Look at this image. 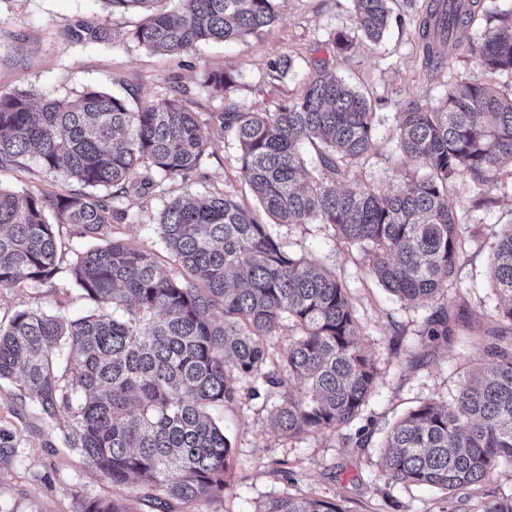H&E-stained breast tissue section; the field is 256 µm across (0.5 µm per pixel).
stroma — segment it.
<instances>
[{
	"mask_svg": "<svg viewBox=\"0 0 512 512\" xmlns=\"http://www.w3.org/2000/svg\"><path fill=\"white\" fill-rule=\"evenodd\" d=\"M426 0H396L389 30L376 44L340 54L329 45L336 32H352L350 0H285L283 20L262 38L231 43H200L177 57L155 54L129 33L141 16L112 15L102 0H0V91L34 90L37 99L76 98L96 87L137 107L160 97L170 82L190 89L188 106L201 117L224 109V100L203 84L207 70L233 74L231 96L247 110L271 108L298 93L313 57L329 59L336 75L363 93L376 118L374 145L349 182L383 192L413 171L398 148L397 113L404 102L435 103L448 87L477 81L512 93V77L487 70L457 44L445 48L448 65L433 74L423 66L418 34ZM106 22L110 41L77 44L66 36L74 21ZM290 57L284 75L271 67ZM0 188L47 194L68 190L62 179L45 172L37 155L21 166L0 169ZM230 192L244 201L252 195L240 170L239 149L232 137L215 138L192 180H162L155 194L120 201L130 221L112 227L113 237L130 245L163 251L157 222L167 204L184 193ZM490 204L476 206L467 178L448 189V204L467 219L463 257L455 268L443 304L459 317L451 341L427 344L421 334L434 303L409 305L385 291L366 271L358 248L342 242L328 224H270L271 234L288 252L320 263L350 290L363 327L362 347L374 360L377 386L361 416L349 425L300 439L272 432L270 410L251 399L248 384L233 405L215 409L233 450L229 486L209 512H261L272 497L317 496L335 500L344 512H483L487 500L512 497V468H500L480 485L444 494L435 489L389 482L381 472V443L392 425L426 401L447 402L460 381L483 363L482 337L497 320L499 298L489 278L498 236L512 228V180L489 192ZM75 318L92 306L67 281L0 290V323L19 308ZM49 429L38 408L21 399L13 382L0 381V426L16 433L14 457L0 459V512H74L86 493L126 500L132 512H152L128 488L99 477L79 453L66 447L59 415ZM288 469L289 479L278 476Z\"/></svg>",
	"mask_w": 512,
	"mask_h": 512,
	"instance_id": "1",
	"label": "stroma"
}]
</instances>
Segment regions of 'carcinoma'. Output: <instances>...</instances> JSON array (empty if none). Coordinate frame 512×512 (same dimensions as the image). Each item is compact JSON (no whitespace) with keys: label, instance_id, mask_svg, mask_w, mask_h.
Wrapping results in <instances>:
<instances>
[{"label":"carcinoma","instance_id":"cac0c4a2","mask_svg":"<svg viewBox=\"0 0 512 512\" xmlns=\"http://www.w3.org/2000/svg\"><path fill=\"white\" fill-rule=\"evenodd\" d=\"M104 0L112 15L143 10L132 32L140 45L179 55L200 42L260 37L282 20L279 0ZM354 34L329 43L350 52L387 30L393 0H351ZM472 0H429L418 33L427 68L444 67L451 40L494 73L512 75V7L485 10L487 35L464 41ZM79 44L108 40L104 22L67 29ZM204 83L224 95V111L206 119L185 105L188 89L130 110L96 88L74 100L33 109L28 88L0 92V169L30 152L44 169L80 189L47 195L0 189V289L55 286L66 277L94 312L65 319L31 308L0 325V379L50 419L64 412V433L101 477L148 502L192 512L224 495L232 448L212 417L233 404L238 381L273 402L272 429L296 438L352 422L374 391L378 369L360 346L364 335L349 288L319 263L287 252L237 196L185 194L163 210L158 229L166 254L112 236L128 213L114 202L144 197L157 176L187 181L200 169L212 134L232 136L254 197L278 224H329L364 253L370 275L407 304L437 302L462 256L466 219L448 206V187L465 176L478 203L502 182L512 160V97L461 81L435 105L405 103L400 150L414 164L385 192L336 182L373 145L371 102L330 71L308 65L298 96L243 111L227 97L235 80L208 71ZM105 241L61 266V234ZM501 304L499 330L485 340V362L461 382L452 401L425 402L390 430L382 470L396 483L454 491L512 467V231L490 265ZM297 331L270 357L269 337ZM444 307L424 320L430 342L448 341ZM299 381L303 390L294 391ZM76 512H129L121 499L77 496ZM261 512H343L330 499L278 496Z\"/></svg>","mask_w":512,"mask_h":512}]
</instances>
